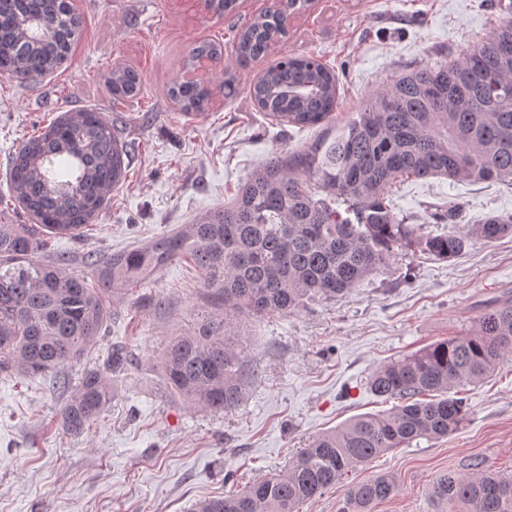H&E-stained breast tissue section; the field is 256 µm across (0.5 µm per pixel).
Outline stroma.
I'll list each match as a JSON object with an SVG mask.
<instances>
[{
	"instance_id": "35a3bbf8",
	"label": "stroma",
	"mask_w": 512,
	"mask_h": 512,
	"mask_svg": "<svg viewBox=\"0 0 512 512\" xmlns=\"http://www.w3.org/2000/svg\"><path fill=\"white\" fill-rule=\"evenodd\" d=\"M82 27L68 61L35 82L0 75V215L30 218L9 191L19 142L54 118L93 109L116 121L127 146L125 180L96 224L81 236L54 234L48 247L74 257L106 256L192 223L223 206L257 166L301 148L320 129L280 125L260 112L249 88L268 59L238 68L234 38L271 0H236L219 16L204 0H72ZM512 0H314L288 20L275 55L317 56L339 76L336 124L344 126L372 90L407 65L435 64L466 52L507 18ZM224 49L198 71L208 111L189 114L168 95L196 44ZM142 79L138 99L112 97V69ZM240 92L224 96V73ZM392 200L415 239L380 272L331 302L288 317L244 324L247 365L258 372L244 403L212 415L169 404L158 370L170 336L187 329L203 303V283L186 259L151 281L114 295L115 328L138 354L140 372L116 381L112 402L84 432L59 424L62 396L42 379L0 376V512H187L191 503L241 489L278 471L312 438L353 416L381 413L389 400L369 387L383 364L436 341L474 331L488 309L512 302V234L473 240L458 257L425 254L431 213L465 203L470 218L512 213V184L401 180ZM163 299L155 308L154 299ZM466 418L439 440L380 454L349 471L299 512H338L346 489L381 475L396 493L372 512H445L429 498L439 474L472 460L512 474V354L483 382L461 392Z\"/></svg>"
}]
</instances>
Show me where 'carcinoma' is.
I'll return each mask as SVG.
<instances>
[{
    "label": "carcinoma",
    "instance_id": "cac0c4a2",
    "mask_svg": "<svg viewBox=\"0 0 512 512\" xmlns=\"http://www.w3.org/2000/svg\"><path fill=\"white\" fill-rule=\"evenodd\" d=\"M309 0H282L255 18L234 45L243 69L286 34L290 13ZM81 18L69 0H0V75L35 81L65 63ZM50 26L40 38L33 27ZM512 19L466 53L433 66H409L380 83L338 136L282 151L257 168L223 207L194 223L134 248L88 263L97 286L66 272L69 258L43 253L26 224H0V374L42 377L65 395L60 426L80 433L112 403V378L138 364L133 349L115 342L103 363L84 367L71 384L69 368L110 332L112 294L154 278L173 260L190 256L214 312L173 336L161 357V384L173 405L220 414L238 406L252 374L245 367L239 328L248 319L289 316L315 299L334 300L384 268L410 241L392 188L403 177L453 182L512 180ZM223 54L201 42L184 59L195 71ZM112 98L133 99L141 80L128 67L112 70ZM336 71L313 56L288 55L250 86L260 110L300 128L331 123L338 101ZM168 93L186 112H203L209 93L194 80ZM129 157L114 125L98 112L76 110L25 139L12 157L13 198L40 228L73 233L98 220L106 196L126 177ZM432 220L448 229L421 245L439 259L457 256L471 238L512 233V214L476 222L457 203ZM464 228H459V225ZM512 353V303L492 308L474 332L430 344L378 368L370 389L398 405L353 417L318 436L283 470L242 490L199 501L192 512H299L379 454L419 439H442L465 417L455 389L478 383ZM438 397L433 398L431 394ZM471 472L438 475L430 497L448 512H512V478L483 463ZM396 492L377 476L351 485L340 512H372Z\"/></svg>",
    "mask_w": 512,
    "mask_h": 512
}]
</instances>
